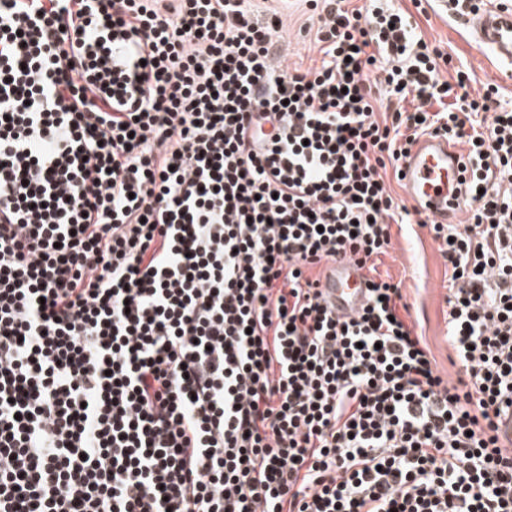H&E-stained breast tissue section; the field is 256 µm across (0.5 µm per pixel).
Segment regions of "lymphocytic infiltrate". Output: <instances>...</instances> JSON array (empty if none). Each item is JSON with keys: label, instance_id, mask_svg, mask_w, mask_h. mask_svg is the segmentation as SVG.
Masks as SVG:
<instances>
[{"label": "lymphocytic infiltrate", "instance_id": "obj_1", "mask_svg": "<svg viewBox=\"0 0 512 512\" xmlns=\"http://www.w3.org/2000/svg\"><path fill=\"white\" fill-rule=\"evenodd\" d=\"M306 5L303 69L252 0H0V512H512V107L396 9ZM428 133L453 381L377 270ZM458 149L442 136L422 138L402 162L407 197L404 188L392 182L393 189L409 208L413 204L435 224H457L464 209L463 163ZM321 288L326 301L339 316L354 314L366 302L362 271L350 261L332 264Z\"/></svg>", "mask_w": 512, "mask_h": 512}]
</instances>
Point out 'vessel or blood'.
Here are the masks:
<instances>
[{
    "label": "vessel or blood",
    "instance_id": "vessel-or-blood-1",
    "mask_svg": "<svg viewBox=\"0 0 512 512\" xmlns=\"http://www.w3.org/2000/svg\"><path fill=\"white\" fill-rule=\"evenodd\" d=\"M480 48L498 61L512 63V6L491 4L470 19ZM463 163L455 145L442 136H429L415 143L402 163L408 199L438 224L457 223L464 207L461 185ZM324 297L336 315L348 316L366 302L361 270L353 262L330 266L321 283Z\"/></svg>",
    "mask_w": 512,
    "mask_h": 512
}]
</instances>
